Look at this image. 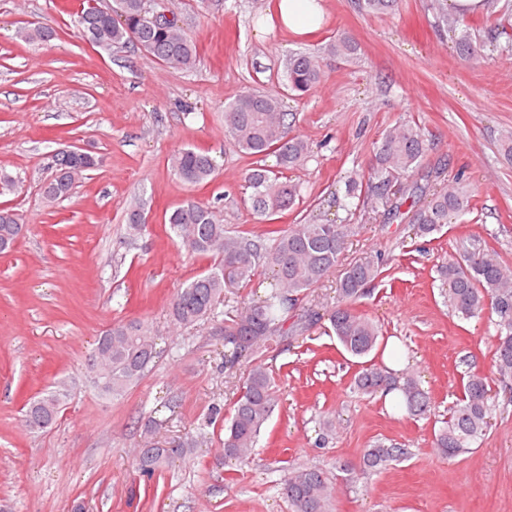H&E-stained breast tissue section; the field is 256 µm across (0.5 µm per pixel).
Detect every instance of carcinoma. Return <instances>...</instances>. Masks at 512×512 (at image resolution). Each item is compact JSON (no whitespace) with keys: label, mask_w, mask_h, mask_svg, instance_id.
Returning a JSON list of instances; mask_svg holds the SVG:
<instances>
[{"label":"carcinoma","mask_w":512,"mask_h":512,"mask_svg":"<svg viewBox=\"0 0 512 512\" xmlns=\"http://www.w3.org/2000/svg\"><path fill=\"white\" fill-rule=\"evenodd\" d=\"M399 0H358L361 10L373 16L392 15ZM438 24L457 32L459 54L468 61L484 56L486 43L472 36L465 16H448V0H433ZM112 12L118 23L89 5L78 15L80 34L91 44L112 48L132 44L157 62L173 69L187 70L197 61L194 39L179 25L177 14L165 25L148 20L146 0H113ZM496 49L512 52V35L506 28L491 30ZM357 51L346 36L330 43L328 52L349 58ZM288 87L307 92L322 79L320 56L298 53L289 57ZM225 131L240 151L255 156L273 154L277 167L288 170L302 165L310 157L309 143L287 133L288 113L279 97L270 93L244 90L224 109ZM431 149L421 128L414 122L401 121L386 129L373 150L372 163L365 174H354L346 181L350 199L367 200L372 219L384 223L413 225L418 238H431L471 210L468 184L458 173L440 186L414 179ZM97 166L95 157L77 161L59 151L53 156V177L45 188L48 202L54 203L72 194L86 173ZM171 167L185 184L195 187L207 183L215 172L208 152L184 148L173 155ZM253 192L251 210L266 222L292 209L301 196V186L280 180L279 173L259 167L247 175ZM126 234L134 239L147 231L141 205L125 211ZM178 245L187 253L212 257L216 264L187 281L172 296L169 315L185 327L200 323L222 326V336H236L238 341L224 343V360L233 365L251 363L242 382L240 395L228 418L222 409L212 407L205 424L222 420L224 458L247 463L252 457L261 430L270 420L276 405L275 385L267 368L259 362L262 352L276 339L304 332L322 320L343 349L355 358L365 359L354 376L355 389L367 396L391 390L399 391L400 409L411 418L428 419L434 414L429 392L421 388L411 373L396 376L385 362L370 355L379 346L380 329L369 318L357 313L353 305L366 296L368 287L387 272L389 260L380 252L370 253L348 263L336 284L337 298L326 313L302 305L310 291L339 265L353 233V225L325 221L296 224L274 231L268 247L220 224L211 207L188 200L168 217ZM23 224L10 207L0 208V252L8 251L22 235ZM462 259H453L438 268L441 288L448 306L458 318L468 320L488 312L495 328V378L503 387L512 384V270L498 253L479 236H469L461 243ZM271 272L264 298L243 303L236 313L221 321L217 309L224 304L231 288L255 285L258 268ZM161 351L157 350L150 325L141 319L119 322L108 331L104 347H95L87 362V374L100 395L117 400L137 385L155 367ZM462 399L448 418L434 431L433 445L442 459L453 462L471 452L485 438L494 408L490 379L471 373L463 385ZM70 397V388L57 385L26 404L27 425L34 430L51 427ZM162 422L148 419L143 426L142 447L137 449V469L152 477L166 471L173 462L192 457L198 439L187 435L172 448L155 445ZM411 457V450L392 440H377L364 449L361 472L377 474ZM289 512H334L335 490L329 474L319 467H299L285 471L281 482Z\"/></svg>","instance_id":"cac0c4a2"}]
</instances>
